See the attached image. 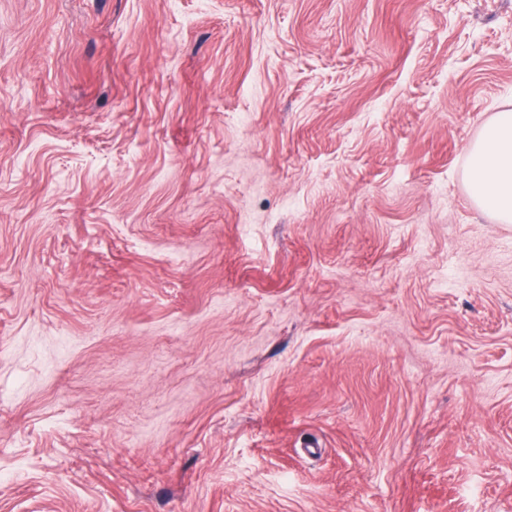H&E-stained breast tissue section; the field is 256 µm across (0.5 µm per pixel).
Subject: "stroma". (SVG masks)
<instances>
[{
  "label": "stroma",
  "instance_id": "1",
  "mask_svg": "<svg viewBox=\"0 0 512 512\" xmlns=\"http://www.w3.org/2000/svg\"><path fill=\"white\" fill-rule=\"evenodd\" d=\"M512 0H0V512H512ZM465 177L474 205L512 223V110L496 112L469 145Z\"/></svg>",
  "mask_w": 512,
  "mask_h": 512
}]
</instances>
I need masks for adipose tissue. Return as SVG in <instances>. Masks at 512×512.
I'll return each mask as SVG.
<instances>
[{"mask_svg": "<svg viewBox=\"0 0 512 512\" xmlns=\"http://www.w3.org/2000/svg\"><path fill=\"white\" fill-rule=\"evenodd\" d=\"M465 177L474 205L512 223V110L495 113L467 152Z\"/></svg>", "mask_w": 512, "mask_h": 512, "instance_id": "obj_1", "label": "adipose tissue"}]
</instances>
